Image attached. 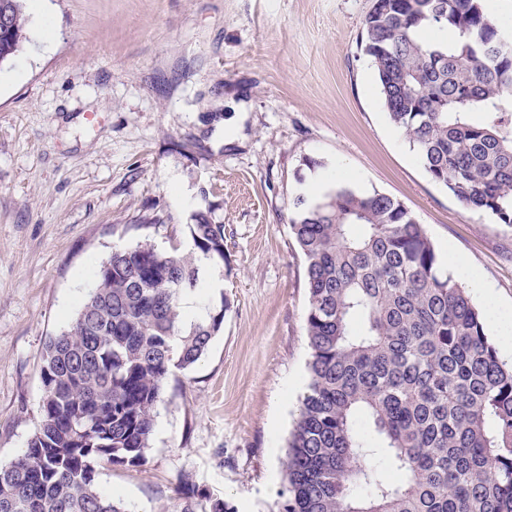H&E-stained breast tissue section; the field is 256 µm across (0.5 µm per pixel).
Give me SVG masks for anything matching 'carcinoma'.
<instances>
[{"mask_svg":"<svg viewBox=\"0 0 512 512\" xmlns=\"http://www.w3.org/2000/svg\"><path fill=\"white\" fill-rule=\"evenodd\" d=\"M24 2L0 0V63L27 41ZM448 28L452 40H422ZM500 35L483 0H374L361 46L431 178L512 226V46ZM293 206L309 360L282 512H512V364L421 224L386 194L346 187ZM188 229L187 254L113 251L47 342L40 423L0 465V512H127L99 468L143 465L165 380L201 360L224 321L223 306L183 321L197 258L224 262L209 211Z\"/></svg>","mask_w":512,"mask_h":512,"instance_id":"1","label":"carcinoma"}]
</instances>
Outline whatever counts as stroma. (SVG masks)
<instances>
[{
	"label": "stroma",
	"mask_w": 512,
	"mask_h": 512,
	"mask_svg": "<svg viewBox=\"0 0 512 512\" xmlns=\"http://www.w3.org/2000/svg\"><path fill=\"white\" fill-rule=\"evenodd\" d=\"M374 0H44L0 64V463L39 424L40 357L113 249L189 252L210 206L224 263L185 310L224 307L167 378L146 462L100 469L129 512L221 498L280 512L306 390L304 185L404 204L512 311V227L465 208L389 121L361 37ZM313 158L311 170L302 161Z\"/></svg>",
	"instance_id": "obj_1"
}]
</instances>
